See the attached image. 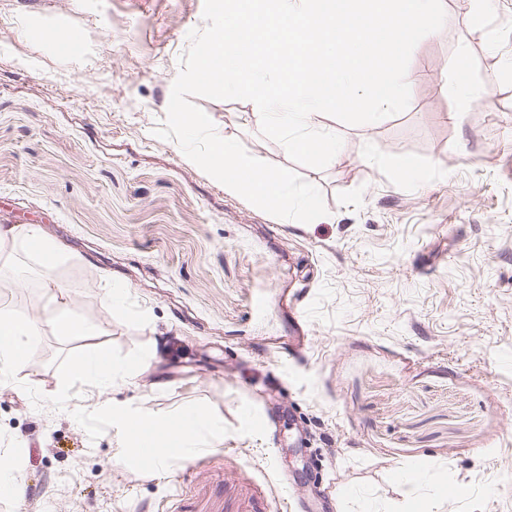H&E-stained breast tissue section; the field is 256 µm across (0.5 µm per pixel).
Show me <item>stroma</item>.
Instances as JSON below:
<instances>
[{
  "mask_svg": "<svg viewBox=\"0 0 512 512\" xmlns=\"http://www.w3.org/2000/svg\"><path fill=\"white\" fill-rule=\"evenodd\" d=\"M203 6L0 0V226L59 245L54 276L97 330L42 329V269L7 255L0 307L41 332L0 373V455L26 491L0 512H304L312 495L325 512H512V0L478 16L447 0L408 108L337 124L323 169L263 137L251 102L194 97L219 136L320 189L319 224L225 192L155 136ZM462 44L472 88L494 85L467 112L440 86ZM97 346L132 371L106 393L65 378ZM199 410L215 437L140 468L126 418Z\"/></svg>",
  "mask_w": 512,
  "mask_h": 512,
  "instance_id": "1",
  "label": "stroma"
}]
</instances>
